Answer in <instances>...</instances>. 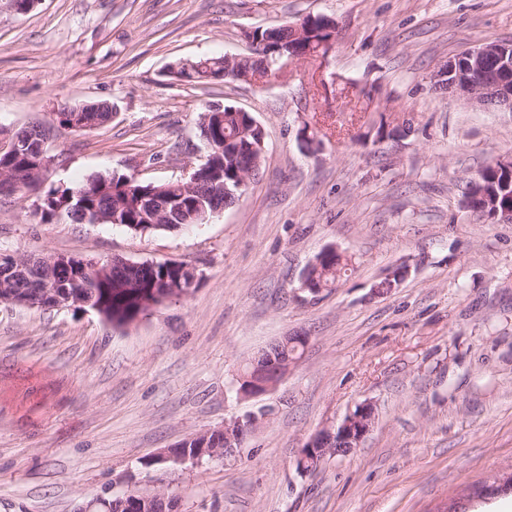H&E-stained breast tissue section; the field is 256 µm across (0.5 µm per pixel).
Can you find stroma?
Segmentation results:
<instances>
[{
  "label": "stroma",
  "instance_id": "obj_1",
  "mask_svg": "<svg viewBox=\"0 0 512 512\" xmlns=\"http://www.w3.org/2000/svg\"><path fill=\"white\" fill-rule=\"evenodd\" d=\"M335 23L327 56L256 88L195 84L172 65L246 53L244 31ZM512 41V0H0V128L49 131L40 191L92 173L167 182L198 159L199 114L232 104L266 132L259 177L178 233L40 223V191L0 196V254L185 262L195 292L116 326L96 311L0 304V512H77L127 490L181 512H486L512 499V224L465 206L468 181L512 157V112L470 106L437 71ZM111 123L61 128L66 106ZM324 134L307 151L304 124ZM375 142L362 134L377 125ZM333 247L350 268L303 291ZM396 288L376 293L396 267ZM306 342L263 395L241 366L284 336ZM360 448L297 470L301 449L355 405ZM246 416L240 455L174 466L159 454ZM69 108H64L61 112L57 113L58 122L61 126L67 127L71 123V116L74 112H78L80 117L78 123H81V131L87 132L98 127H102L112 121V107L107 103H92L89 112H80L82 107L76 109L74 112H67Z\"/></svg>",
  "mask_w": 512,
  "mask_h": 512
}]
</instances>
